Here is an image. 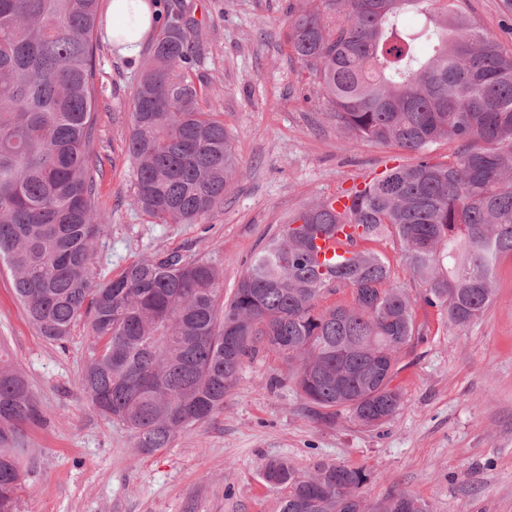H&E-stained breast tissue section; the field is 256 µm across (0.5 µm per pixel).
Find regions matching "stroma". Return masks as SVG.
<instances>
[{"label": "stroma", "mask_w": 512, "mask_h": 512, "mask_svg": "<svg viewBox=\"0 0 512 512\" xmlns=\"http://www.w3.org/2000/svg\"><path fill=\"white\" fill-rule=\"evenodd\" d=\"M294 0H193L207 42L199 68L206 100L219 109L242 174L199 224H161L137 207L126 145L143 57H121L109 41L95 51L94 179L101 225L91 254L100 280L129 263L176 252L224 275L231 295L255 253L289 218L415 154L353 143L326 115L320 87L289 55ZM477 23L512 51V15L502 0H469ZM375 250L391 281L416 296L421 334L400 355L394 380L402 406L387 424L335 425L308 411L274 354L246 360L224 409L141 453L128 429L90 406L76 381L92 338L77 322L64 344L32 327L0 267V349L23 373L40 417L23 429L20 512H275L278 493L261 467L281 459L298 473L318 463L363 469L369 512L405 491L432 512H512V259L496 271L493 303L475 322L449 325L419 301L389 238Z\"/></svg>", "instance_id": "obj_1"}]
</instances>
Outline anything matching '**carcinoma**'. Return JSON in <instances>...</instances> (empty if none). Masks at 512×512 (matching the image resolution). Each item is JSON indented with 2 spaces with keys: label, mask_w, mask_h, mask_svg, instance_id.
Masks as SVG:
<instances>
[{
  "label": "carcinoma",
  "mask_w": 512,
  "mask_h": 512,
  "mask_svg": "<svg viewBox=\"0 0 512 512\" xmlns=\"http://www.w3.org/2000/svg\"><path fill=\"white\" fill-rule=\"evenodd\" d=\"M99 0H0V260L29 322L51 342L89 320L98 344L78 379L93 409L144 453L224 410L245 359L278 356L315 417L367 427L400 407L392 382L419 334L415 299L362 247L320 269L315 240L351 224L362 242L396 238L423 302L454 326L478 319L512 258V53L471 23L467 0H307L286 46L354 141L417 155L346 191L343 212L318 201L253 258L230 300L223 273L172 252L95 279L89 256L106 216L95 204L94 47ZM176 0L134 94L127 153L136 202L162 224H198L241 175L218 110L204 109L198 23ZM414 14L421 26L409 30ZM448 161L427 156L439 140ZM342 295L338 300L331 297ZM40 416L25 376L0 352V512H18L23 426ZM277 512H363L360 469L322 463L299 474L263 466ZM381 512H430L392 494Z\"/></svg>",
  "instance_id": "1"
}]
</instances>
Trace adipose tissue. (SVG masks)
<instances>
[{
  "instance_id": "ef3b65f1",
  "label": "adipose tissue",
  "mask_w": 512,
  "mask_h": 512,
  "mask_svg": "<svg viewBox=\"0 0 512 512\" xmlns=\"http://www.w3.org/2000/svg\"><path fill=\"white\" fill-rule=\"evenodd\" d=\"M106 35L121 56L137 55L158 26L156 0H107Z\"/></svg>"
}]
</instances>
